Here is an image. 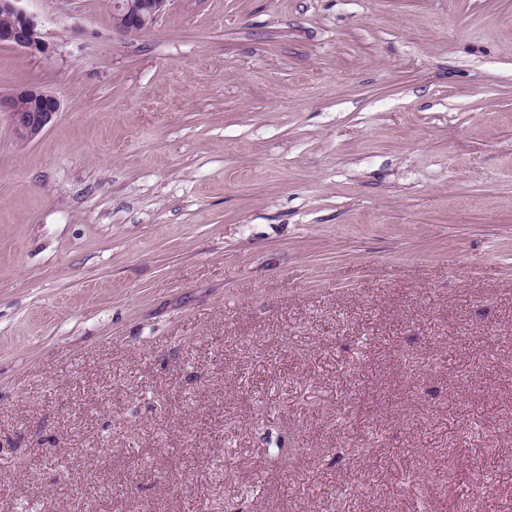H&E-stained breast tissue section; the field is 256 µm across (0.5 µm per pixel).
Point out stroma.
I'll return each instance as SVG.
<instances>
[{
	"label": "stroma",
	"instance_id": "stroma-1",
	"mask_svg": "<svg viewBox=\"0 0 512 512\" xmlns=\"http://www.w3.org/2000/svg\"><path fill=\"white\" fill-rule=\"evenodd\" d=\"M23 6L0 512H512V0ZM172 0H114L112 27L120 37L127 38L150 30L165 13ZM60 110V100L36 85L22 86L0 98V112H6L14 135L23 142L39 138Z\"/></svg>",
	"mask_w": 512,
	"mask_h": 512
}]
</instances>
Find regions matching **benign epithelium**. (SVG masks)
<instances>
[{"label": "benign epithelium", "mask_w": 512, "mask_h": 512, "mask_svg": "<svg viewBox=\"0 0 512 512\" xmlns=\"http://www.w3.org/2000/svg\"><path fill=\"white\" fill-rule=\"evenodd\" d=\"M22 0H0V46L26 54L50 55L34 16L20 6ZM172 0H112L113 31L123 38L150 30ZM61 110L60 100L36 85L22 86L0 98V112L8 115L12 131L23 142L39 138Z\"/></svg>", "instance_id": "obj_1"}]
</instances>
